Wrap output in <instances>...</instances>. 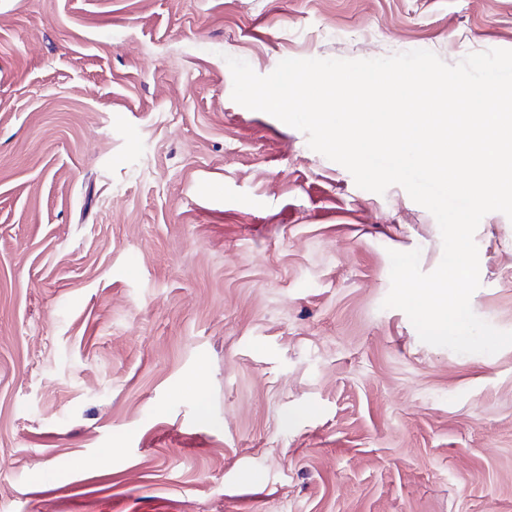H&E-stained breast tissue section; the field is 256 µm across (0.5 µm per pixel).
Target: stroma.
Masks as SVG:
<instances>
[{
  "instance_id": "stroma-1",
  "label": "stroma",
  "mask_w": 512,
  "mask_h": 512,
  "mask_svg": "<svg viewBox=\"0 0 512 512\" xmlns=\"http://www.w3.org/2000/svg\"><path fill=\"white\" fill-rule=\"evenodd\" d=\"M512 50V0H0V512H512V347L383 308L442 254L227 57ZM474 313L512 331V220Z\"/></svg>"
}]
</instances>
